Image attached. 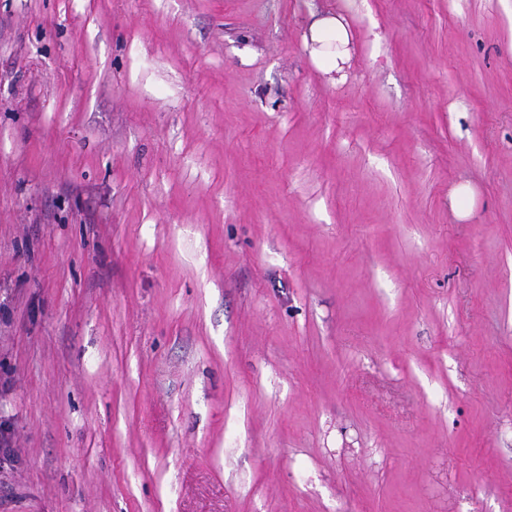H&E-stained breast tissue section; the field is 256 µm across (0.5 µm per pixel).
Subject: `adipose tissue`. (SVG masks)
Returning <instances> with one entry per match:
<instances>
[{
  "label": "adipose tissue",
  "mask_w": 512,
  "mask_h": 512,
  "mask_svg": "<svg viewBox=\"0 0 512 512\" xmlns=\"http://www.w3.org/2000/svg\"><path fill=\"white\" fill-rule=\"evenodd\" d=\"M346 16L333 12L313 15L304 34L311 59L322 64L324 73L342 70L351 53V35Z\"/></svg>",
  "instance_id": "1"
}]
</instances>
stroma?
Listing matches in <instances>:
<instances>
[{"label": "stroma", "mask_w": 512, "mask_h": 512, "mask_svg": "<svg viewBox=\"0 0 512 512\" xmlns=\"http://www.w3.org/2000/svg\"><path fill=\"white\" fill-rule=\"evenodd\" d=\"M0 436V512H512V0H0ZM311 18L304 34V45L311 59L322 64L324 73L328 75L342 70L351 53V35L346 16L325 12L312 14Z\"/></svg>", "instance_id": "obj_1"}]
</instances>
